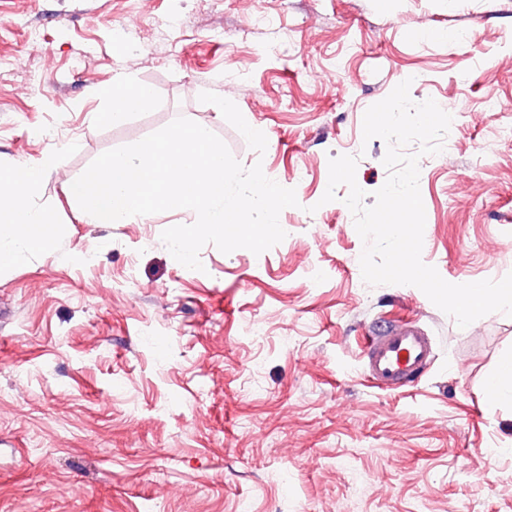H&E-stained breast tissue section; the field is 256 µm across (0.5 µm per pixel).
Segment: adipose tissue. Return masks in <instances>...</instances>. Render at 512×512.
I'll use <instances>...</instances> for the list:
<instances>
[{
  "instance_id": "adipose-tissue-1",
  "label": "adipose tissue",
  "mask_w": 512,
  "mask_h": 512,
  "mask_svg": "<svg viewBox=\"0 0 512 512\" xmlns=\"http://www.w3.org/2000/svg\"><path fill=\"white\" fill-rule=\"evenodd\" d=\"M47 173L45 162H20L0 171V268L18 263L27 253L53 249L55 225L35 204Z\"/></svg>"
}]
</instances>
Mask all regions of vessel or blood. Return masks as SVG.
<instances>
[{"instance_id":"obj_1","label":"vessel or blood","mask_w":512,"mask_h":512,"mask_svg":"<svg viewBox=\"0 0 512 512\" xmlns=\"http://www.w3.org/2000/svg\"><path fill=\"white\" fill-rule=\"evenodd\" d=\"M366 376L377 388L413 385L435 358L431 336L412 322L394 323L371 332L362 350Z\"/></svg>"}]
</instances>
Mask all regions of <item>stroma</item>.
<instances>
[{"instance_id":"obj_1","label":"stroma","mask_w":512,"mask_h":512,"mask_svg":"<svg viewBox=\"0 0 512 512\" xmlns=\"http://www.w3.org/2000/svg\"><path fill=\"white\" fill-rule=\"evenodd\" d=\"M405 80L459 103L454 163L419 161L421 258L452 284L502 279L512 112L487 104L512 100V0H0V169L49 159L35 201L60 232L0 271V512H512V398L487 392L512 317L461 328L415 286L367 285L347 187L321 201L350 155L373 204L387 144L363 117ZM124 82L152 95L114 123ZM179 117L295 190L281 243L208 244L197 271L161 240L191 212L83 219L69 182ZM407 319L437 359L379 389L361 336Z\"/></svg>"}]
</instances>
